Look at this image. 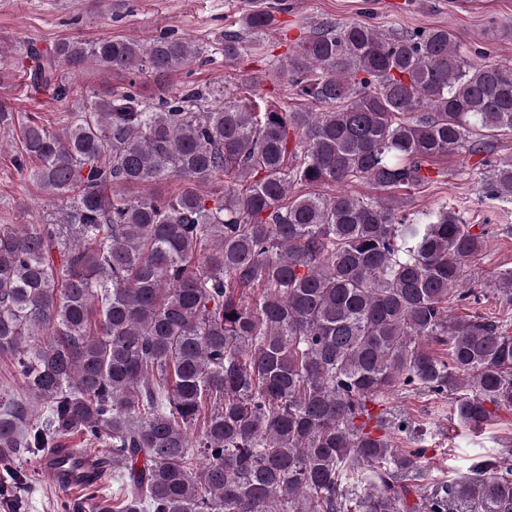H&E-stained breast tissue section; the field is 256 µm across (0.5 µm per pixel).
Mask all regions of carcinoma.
Listing matches in <instances>:
<instances>
[{"label": "carcinoma", "instance_id": "carcinoma-1", "mask_svg": "<svg viewBox=\"0 0 512 512\" xmlns=\"http://www.w3.org/2000/svg\"><path fill=\"white\" fill-rule=\"evenodd\" d=\"M286 9L254 7L218 53L236 60L242 32ZM460 44L446 27L323 23L292 50L288 83L328 112H257L193 84L143 96L141 79L206 62L173 32L28 42L19 56L0 46V73L24 59L58 102L73 97L64 70L126 80L85 95L60 131L22 126L18 165L36 161L31 179L68 204L58 224L0 226V499L12 512L28 493L18 461L72 435L106 448L112 469L58 512H447L455 500L512 512V463L493 457L409 501L424 449L392 447L370 412L418 389L452 395L469 426L512 410V318L448 316L452 299L478 303L462 284L484 231L446 205L409 219L316 191L421 186L433 159L512 133V63H471ZM494 175L491 193L511 195L512 160ZM171 179L174 195L131 193ZM218 179L223 191H200ZM492 284L512 302V268Z\"/></svg>", "mask_w": 512, "mask_h": 512}]
</instances>
